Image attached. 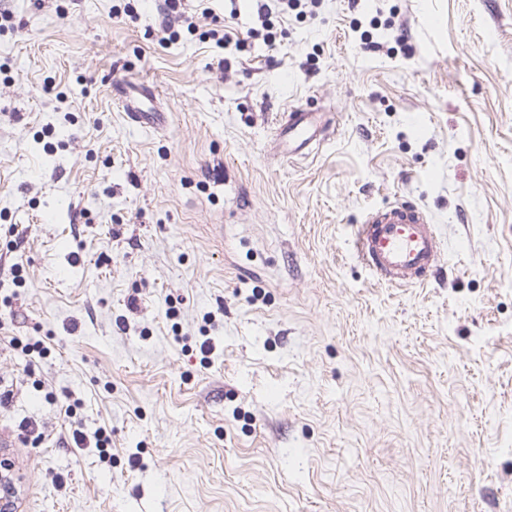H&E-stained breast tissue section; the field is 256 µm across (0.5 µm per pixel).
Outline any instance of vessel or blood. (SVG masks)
<instances>
[{
    "label": "vessel or blood",
    "instance_id": "b4317fda",
    "mask_svg": "<svg viewBox=\"0 0 512 512\" xmlns=\"http://www.w3.org/2000/svg\"><path fill=\"white\" fill-rule=\"evenodd\" d=\"M318 129L312 113L295 110L281 123L279 136L302 146ZM353 248L380 281L394 287L425 285L440 271L435 228L422 210L407 201L367 213L355 229Z\"/></svg>",
    "mask_w": 512,
    "mask_h": 512
}]
</instances>
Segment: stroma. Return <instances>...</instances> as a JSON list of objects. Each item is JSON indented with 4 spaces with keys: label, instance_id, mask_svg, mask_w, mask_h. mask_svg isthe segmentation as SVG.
<instances>
[{
    "label": "stroma",
    "instance_id": "1",
    "mask_svg": "<svg viewBox=\"0 0 512 512\" xmlns=\"http://www.w3.org/2000/svg\"><path fill=\"white\" fill-rule=\"evenodd\" d=\"M118 2L0 0L18 512H512V0H319L270 46L256 0H183L193 34ZM143 81L146 128L113 91ZM296 107L332 118L304 158ZM398 200L440 240L424 287L353 249ZM318 129V122L311 112L294 110L280 124L278 135L282 139L298 143L295 149L298 150L316 136ZM91 439L94 441V448L99 450L100 459H106L107 456L109 457L107 448L111 440L104 429L98 428L92 435L83 431L82 428H76L72 432V440L77 448H91Z\"/></svg>",
    "mask_w": 512,
    "mask_h": 512
}]
</instances>
